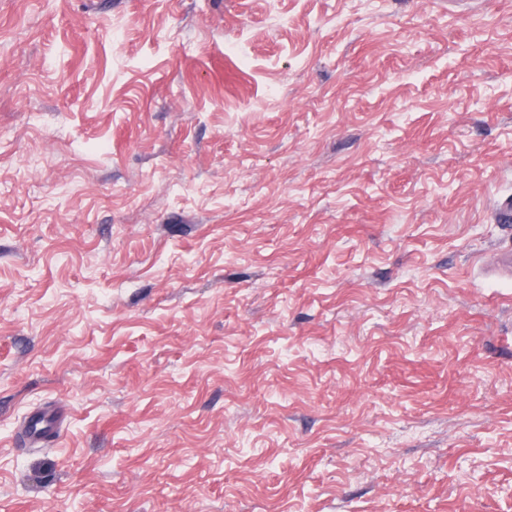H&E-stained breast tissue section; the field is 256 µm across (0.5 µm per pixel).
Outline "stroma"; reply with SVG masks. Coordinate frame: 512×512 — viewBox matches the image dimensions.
I'll list each match as a JSON object with an SVG mask.
<instances>
[{"mask_svg": "<svg viewBox=\"0 0 512 512\" xmlns=\"http://www.w3.org/2000/svg\"><path fill=\"white\" fill-rule=\"evenodd\" d=\"M508 196L512 0H0V512H512ZM62 423L57 413L36 410L25 420L20 444L23 448L46 443L61 434Z\"/></svg>", "mask_w": 512, "mask_h": 512, "instance_id": "stroma-1", "label": "stroma"}]
</instances>
